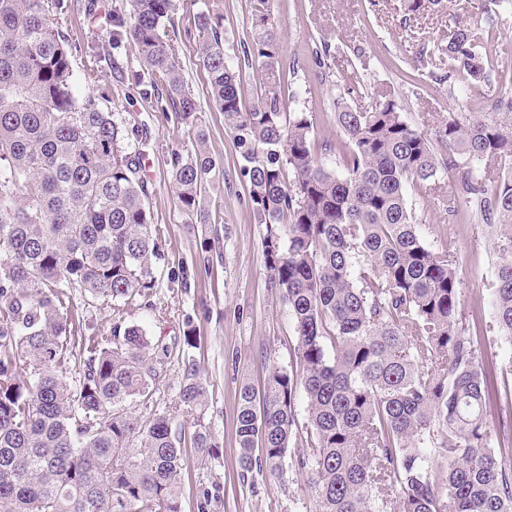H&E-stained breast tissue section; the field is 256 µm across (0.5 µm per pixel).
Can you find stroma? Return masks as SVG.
Wrapping results in <instances>:
<instances>
[{"mask_svg": "<svg viewBox=\"0 0 512 512\" xmlns=\"http://www.w3.org/2000/svg\"><path fill=\"white\" fill-rule=\"evenodd\" d=\"M123 3L98 0V12L91 15L84 0H72L64 31L84 47L108 44L103 15ZM203 7L224 17V53L243 64L245 98L253 99L263 86L259 72L243 63L250 31L248 0H179L173 25L162 27L161 34L178 43L182 76L199 104L206 148L217 163L201 203L209 223H191L176 206L166 158L171 150L188 145L189 136L173 112L161 111L156 98H141L132 89L129 75L141 67L136 44L123 41L111 50L107 63L92 64L83 53L72 59L80 93H95L103 111L146 126L147 137L138 145L151 164L143 176L146 203L153 223L163 231V251L152 261L154 286L145 299L103 301L77 292L74 312L87 333L106 336L115 324L136 323L153 342L168 347L152 397L134 403L133 409L145 418L170 416L182 432L183 512H314L301 471L287 466L272 476L258 469L242 471L238 463V390L244 384L261 386L270 364L290 368L296 333L287 303L268 284L261 244L265 227L254 222L246 204L238 153L223 113L209 100L207 74L189 36ZM273 15L283 35L282 62L294 65L295 86L301 91L284 106L312 113L318 139L339 142L334 102L352 73L366 96L391 91L408 123L423 131L430 130L440 113L494 109L491 99L442 80L430 62L434 40L448 28L449 13L432 10L408 20L401 0H273ZM498 30L490 50L492 79L511 88L512 8L501 9ZM325 46L330 54L316 64V54ZM407 198L426 245L454 253L464 307L488 304L498 258L486 231L465 216L449 221L441 209L425 205L415 190H408ZM188 330L194 336L190 345L184 341ZM483 352L484 367L494 382L492 421L512 425V340L491 330ZM190 366L206 397L202 407L187 414L179 394ZM198 429L210 433L214 443L204 457L193 443Z\"/></svg>", "mask_w": 512, "mask_h": 512, "instance_id": "stroma-1", "label": "stroma"}]
</instances>
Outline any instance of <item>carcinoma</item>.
Instances as JSON below:
<instances>
[{
	"label": "carcinoma",
	"mask_w": 512,
	"mask_h": 512,
	"mask_svg": "<svg viewBox=\"0 0 512 512\" xmlns=\"http://www.w3.org/2000/svg\"><path fill=\"white\" fill-rule=\"evenodd\" d=\"M445 0H403L406 15ZM453 20L432 52L452 81L494 94L492 112H451L433 132L404 118L394 96L365 109L336 102L340 147L317 143L309 113L285 112L299 90L281 63L270 0H250L252 52L264 93L241 90L224 54V17L199 10L195 31L210 100L224 113L265 225L270 286L295 322L291 370L268 368L238 396L242 471L307 473L315 512H512V440L487 418L481 310H461L449 249L419 237L407 189L430 204L452 183L446 212L486 225L500 258L492 314L512 339V91L495 88L486 27ZM72 0H0V512H182L181 434L170 418L131 411L146 401L168 348L143 327L85 336L71 290L132 300L152 288L160 230L152 224L136 145L143 125L114 119L76 93L62 27ZM176 0H126L110 15L112 45L133 41L132 84L165 91L192 135L166 163L178 209L201 214L215 162L198 125L173 40L160 35ZM338 153L327 168L323 156ZM84 355L79 378L71 365ZM205 388L188 368L180 403ZM306 421L298 418V397Z\"/></svg>",
	"instance_id": "1"
}]
</instances>
